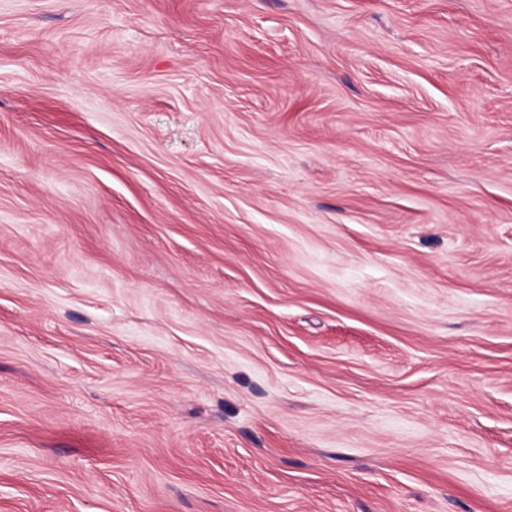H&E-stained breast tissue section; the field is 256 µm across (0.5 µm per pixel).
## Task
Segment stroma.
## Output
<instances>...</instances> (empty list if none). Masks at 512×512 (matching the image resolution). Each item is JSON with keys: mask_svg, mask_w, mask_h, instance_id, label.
Listing matches in <instances>:
<instances>
[{"mask_svg": "<svg viewBox=\"0 0 512 512\" xmlns=\"http://www.w3.org/2000/svg\"><path fill=\"white\" fill-rule=\"evenodd\" d=\"M0 512H512V0H0Z\"/></svg>", "mask_w": 512, "mask_h": 512, "instance_id": "1", "label": "stroma"}]
</instances>
